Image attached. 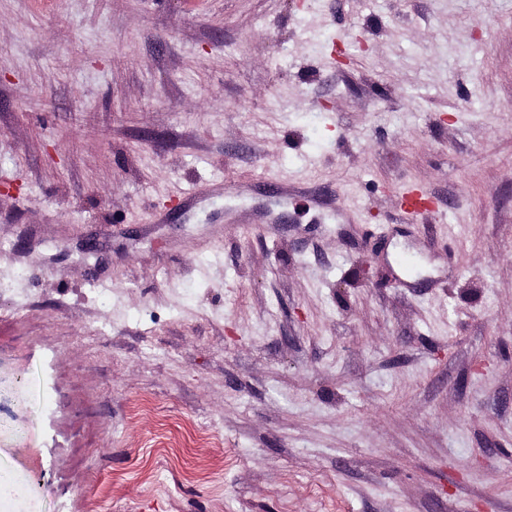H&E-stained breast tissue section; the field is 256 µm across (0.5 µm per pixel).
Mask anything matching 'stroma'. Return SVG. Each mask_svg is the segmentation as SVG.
<instances>
[{"label": "stroma", "mask_w": 512, "mask_h": 512, "mask_svg": "<svg viewBox=\"0 0 512 512\" xmlns=\"http://www.w3.org/2000/svg\"><path fill=\"white\" fill-rule=\"evenodd\" d=\"M0 387V512H512V0H0Z\"/></svg>", "instance_id": "35a3bbf8"}]
</instances>
